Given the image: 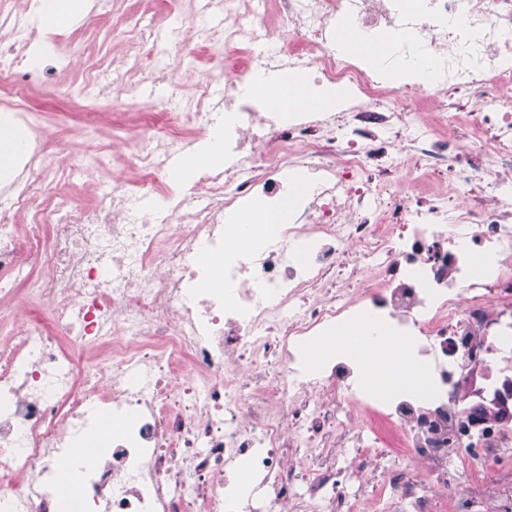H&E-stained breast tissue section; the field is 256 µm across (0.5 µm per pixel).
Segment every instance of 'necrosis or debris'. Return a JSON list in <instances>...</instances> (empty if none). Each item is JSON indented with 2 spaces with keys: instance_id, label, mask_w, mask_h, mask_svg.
Returning a JSON list of instances; mask_svg holds the SVG:
<instances>
[{
  "instance_id": "4bbe7bcc",
  "label": "necrosis or debris",
  "mask_w": 512,
  "mask_h": 512,
  "mask_svg": "<svg viewBox=\"0 0 512 512\" xmlns=\"http://www.w3.org/2000/svg\"><path fill=\"white\" fill-rule=\"evenodd\" d=\"M206 2L224 18L202 86H224V160L199 194L137 205L195 146L186 127L213 121L172 73L162 121L123 135L137 180L89 208L7 185L0 281L48 314L0 336V512H512V0H274L284 46L252 0ZM36 37L23 14L0 22V94L23 127L7 152L30 166ZM265 72L310 77L328 107L270 110L245 91ZM398 172L448 186L377 190ZM248 202L282 222L226 248ZM218 252L216 294L198 259ZM352 324L412 357L419 385L381 401L352 360L311 370ZM101 414L131 421L92 462L68 456ZM64 462L78 498L57 491Z\"/></svg>"
}]
</instances>
